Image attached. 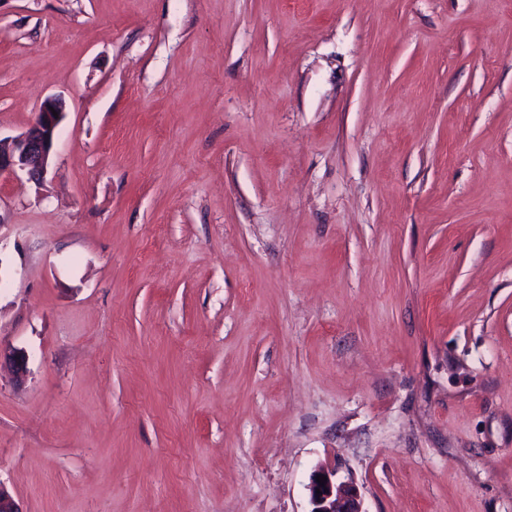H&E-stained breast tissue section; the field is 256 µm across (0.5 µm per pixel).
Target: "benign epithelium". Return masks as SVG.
<instances>
[{
    "mask_svg": "<svg viewBox=\"0 0 512 512\" xmlns=\"http://www.w3.org/2000/svg\"><path fill=\"white\" fill-rule=\"evenodd\" d=\"M64 117L62 101L47 99L40 108L35 122L23 133L14 137L9 146L0 144V174L23 172L29 179L41 182L51 165V153L56 129ZM0 359L8 364L15 377L27 373L28 358L24 351L12 349L0 352ZM327 478L320 485L316 477ZM310 512H363L361 494L353 484L336 482V471L319 468L310 476L307 485Z\"/></svg>",
    "mask_w": 512,
    "mask_h": 512,
    "instance_id": "obj_1",
    "label": "benign epithelium"
}]
</instances>
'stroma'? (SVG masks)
I'll list each match as a JSON object with an SVG mask.
<instances>
[{
    "label": "stroma",
    "mask_w": 512,
    "mask_h": 512,
    "mask_svg": "<svg viewBox=\"0 0 512 512\" xmlns=\"http://www.w3.org/2000/svg\"><path fill=\"white\" fill-rule=\"evenodd\" d=\"M0 484L22 512H512V0H0ZM63 117L62 101L49 98L41 106L35 122L14 137L8 147H4L0 140V174L20 171L35 182H42L51 165L54 137ZM326 476L324 486H320L316 477ZM336 470L319 468L310 476L307 485L309 501L312 506L310 512H364L361 507V494L352 483H336ZM320 489V493H317ZM328 490V493H325Z\"/></svg>",
    "instance_id": "stroma-1"
}]
</instances>
